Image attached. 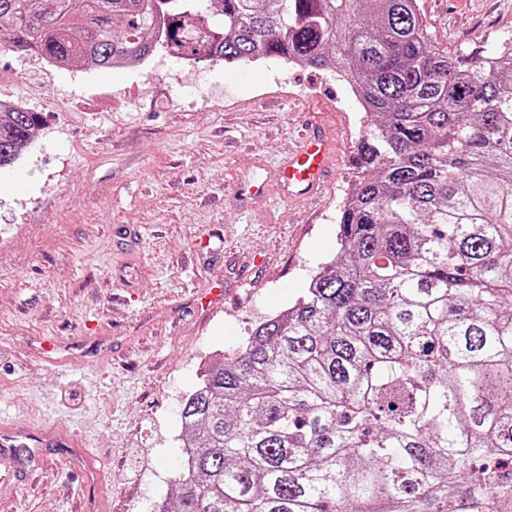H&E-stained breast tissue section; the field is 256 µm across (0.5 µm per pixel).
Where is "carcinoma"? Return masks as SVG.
Segmentation results:
<instances>
[{"label": "carcinoma", "instance_id": "carcinoma-1", "mask_svg": "<svg viewBox=\"0 0 512 512\" xmlns=\"http://www.w3.org/2000/svg\"><path fill=\"white\" fill-rule=\"evenodd\" d=\"M201 2L0 0L1 52L296 58L367 115L336 255L184 403L169 512H512V57L418 0ZM40 125L0 110V167Z\"/></svg>", "mask_w": 512, "mask_h": 512}]
</instances>
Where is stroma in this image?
<instances>
[{
	"label": "stroma",
	"instance_id": "35a3bbf8",
	"mask_svg": "<svg viewBox=\"0 0 512 512\" xmlns=\"http://www.w3.org/2000/svg\"><path fill=\"white\" fill-rule=\"evenodd\" d=\"M430 34L463 52L512 37V0H420ZM0 94L44 123L0 170V424L54 426L103 462L87 482L73 451L21 453L0 512H156L178 491L185 398L215 351L286 309L336 251V218L365 121L347 85L276 61L46 69L0 54ZM336 164L318 197L240 205L302 134ZM224 286L210 313L197 295ZM111 358L50 362L48 342Z\"/></svg>",
	"mask_w": 512,
	"mask_h": 512
}]
</instances>
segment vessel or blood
<instances>
[{"label": "vessel or blood", "mask_w": 512, "mask_h": 512, "mask_svg": "<svg viewBox=\"0 0 512 512\" xmlns=\"http://www.w3.org/2000/svg\"><path fill=\"white\" fill-rule=\"evenodd\" d=\"M334 165V145L323 134L303 135L297 149L273 172L272 182H260L239 188L240 196L250 199L264 197L269 184H276L280 192L289 198L304 200L321 192L325 177ZM33 438L36 445L55 447L63 443L65 436L53 427H35L29 424L10 425L0 428V470L15 473L22 465L17 457V439Z\"/></svg>", "instance_id": "b4317fda"}]
</instances>
